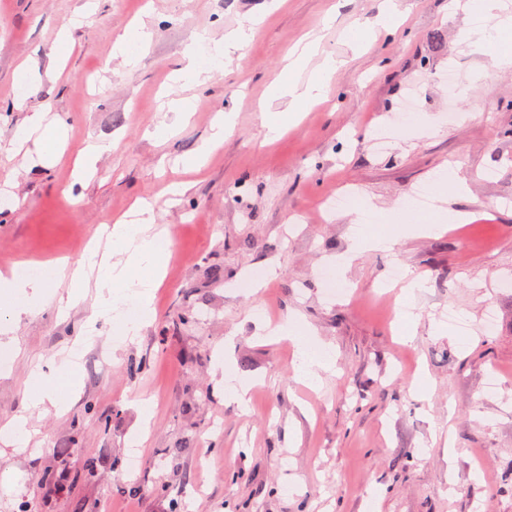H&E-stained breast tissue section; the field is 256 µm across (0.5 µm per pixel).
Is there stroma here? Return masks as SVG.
<instances>
[{
  "label": "stroma",
  "instance_id": "35a3bbf8",
  "mask_svg": "<svg viewBox=\"0 0 512 512\" xmlns=\"http://www.w3.org/2000/svg\"><path fill=\"white\" fill-rule=\"evenodd\" d=\"M394 3L390 33L383 0H0V190L13 201L0 210V273L78 261L138 199L166 232L152 313L133 340L119 342L118 318L92 295L0 316V351L20 346L0 366V428L22 416L31 432L21 447L0 437V512H512V68L485 71L450 0ZM88 8L91 25L71 26ZM140 20L153 36L131 66L112 46ZM248 23L252 38L225 58V35ZM311 39L320 49L304 75L327 54L342 65L326 99L266 143L269 113L285 107L270 84ZM207 52L220 61L209 83L177 79ZM21 96L47 111L59 159L10 152ZM179 98L195 107L178 122ZM408 99L434 117L432 132L411 128ZM230 110L233 131L185 170ZM99 140L111 151L75 178L79 151ZM443 171L466 190L404 215L402 201ZM177 183L185 194H167ZM339 193L379 211L321 217ZM452 210L466 223L440 231ZM359 224L392 250L357 251ZM333 265L349 290L337 301L319 276ZM395 267L401 296L385 287ZM268 268L263 288H241ZM292 317L334 362L314 389L297 375L294 341L263 330ZM68 358L65 403L28 408L31 370ZM220 359L252 382L248 410L225 403Z\"/></svg>",
  "mask_w": 512,
  "mask_h": 512
}]
</instances>
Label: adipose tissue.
Listing matches in <instances>:
<instances>
[{
  "label": "adipose tissue",
  "mask_w": 512,
  "mask_h": 512,
  "mask_svg": "<svg viewBox=\"0 0 512 512\" xmlns=\"http://www.w3.org/2000/svg\"><path fill=\"white\" fill-rule=\"evenodd\" d=\"M454 10L462 11L470 22L465 38L471 47L488 54V64L496 69L512 67V44L503 42L502 34L512 29V13L503 0H455ZM317 51L316 42H308L297 54L291 55L282 73L271 83V97L287 99L289 112H299L317 102L326 92L327 78L339 66L336 58L325 57L319 69L307 80L299 74L306 61ZM152 207L141 202L137 218L102 226L101 231L112 243V252L100 254L97 242H90L86 253L75 264H48L38 276L19 273L0 275V310L14 316L34 314L52 300L50 283L70 280L68 304L75 305L86 297L84 278L96 270V288L103 312H111L121 303L127 291H136L135 313L122 323L123 338L136 336L150 313L151 296L164 261L158 237L149 235Z\"/></svg>",
  "instance_id": "obj_1"
}]
</instances>
